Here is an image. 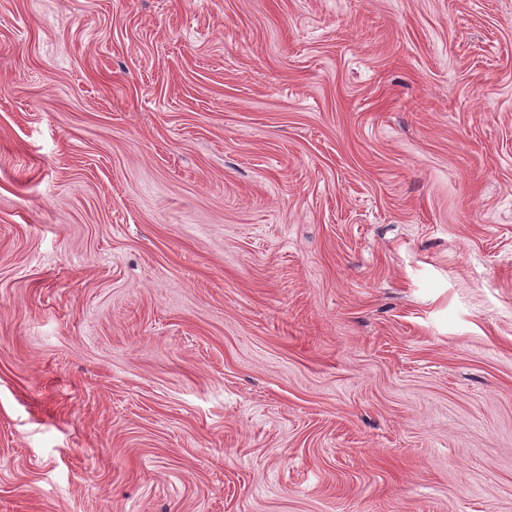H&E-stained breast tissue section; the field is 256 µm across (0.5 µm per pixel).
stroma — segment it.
I'll list each match as a JSON object with an SVG mask.
<instances>
[{"instance_id":"1","label":"stroma","mask_w":512,"mask_h":512,"mask_svg":"<svg viewBox=\"0 0 512 512\" xmlns=\"http://www.w3.org/2000/svg\"><path fill=\"white\" fill-rule=\"evenodd\" d=\"M0 512H512V0H0Z\"/></svg>"}]
</instances>
